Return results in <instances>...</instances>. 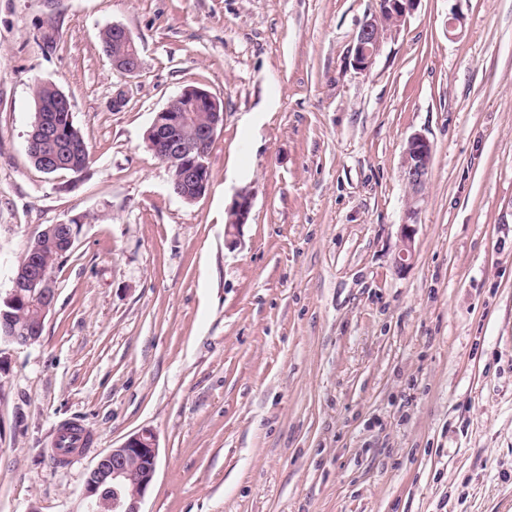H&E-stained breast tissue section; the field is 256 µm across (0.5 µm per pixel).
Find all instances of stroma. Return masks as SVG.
<instances>
[{"mask_svg":"<svg viewBox=\"0 0 512 512\" xmlns=\"http://www.w3.org/2000/svg\"><path fill=\"white\" fill-rule=\"evenodd\" d=\"M375 7L63 0L49 52L43 0H0V300L38 232L80 226L39 341L0 343V512H79L143 429L141 512H512V0H418L361 73ZM113 23L133 78L101 50ZM39 83L72 104L82 174L27 153ZM190 85L224 121L186 201L146 134ZM416 133L433 159L400 271ZM68 424L92 443L59 465ZM112 31L117 34L126 45L127 52L121 57H115L125 52V45L112 36ZM99 41L103 53L112 61V68L124 77H134L138 74L141 66L138 48L130 31L120 24H112L99 32ZM253 205V196L250 191L243 189L238 191L228 208L230 219L225 228V237L229 244L237 241L240 230L250 217Z\"/></svg>","mask_w":512,"mask_h":512,"instance_id":"stroma-1","label":"stroma"}]
</instances>
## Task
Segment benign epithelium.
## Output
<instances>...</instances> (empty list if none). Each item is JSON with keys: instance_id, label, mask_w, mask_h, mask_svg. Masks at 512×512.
Listing matches in <instances>:
<instances>
[{"instance_id": "benign-epithelium-1", "label": "benign epithelium", "mask_w": 512, "mask_h": 512, "mask_svg": "<svg viewBox=\"0 0 512 512\" xmlns=\"http://www.w3.org/2000/svg\"><path fill=\"white\" fill-rule=\"evenodd\" d=\"M383 7L378 8L367 19L355 37L354 68L360 72L368 71L375 63L384 41L396 34L415 10L417 0H382ZM112 31L126 45L127 52L112 59V68L124 77H134L141 66L138 48L130 31L120 24L112 25ZM192 102L213 108L214 118L210 127L201 136L207 141L214 140L219 124L223 123L224 113L219 111L220 102L208 91L187 86L183 88L168 105L156 113L148 129L147 144L160 140L168 130L186 117L181 111L183 104ZM56 136L55 128L43 119L33 123V131L27 142V150L45 139ZM433 146L430 140L419 133L412 135L403 150L401 176L409 188L406 221L401 224L400 238L402 247L396 258L398 270L406 268L413 258V243L416 234L417 203L421 198L432 162ZM209 154L204 153L191 143H179L171 146L167 156L162 158L166 165H174L181 171L180 177L171 185L174 194L180 195L188 189L205 192L209 183L204 173L210 171ZM253 205L250 191H238L228 208L229 222L225 228L228 243L237 241L240 230L247 223ZM50 237L64 236L68 247H73L76 233L70 224H51L46 227ZM47 279V274L35 251L30 252L26 261L19 264L18 273L12 278V290L5 299L7 306L16 303L19 289L31 288ZM56 293L51 288H41L40 317L38 321L25 329H16L12 313L0 310V341L16 345H30L41 337L44 321L52 309ZM158 463V444L153 431L143 429L131 435L116 448L110 449L99 457L87 475L81 495L82 512H140V504L153 481Z\"/></svg>"}]
</instances>
